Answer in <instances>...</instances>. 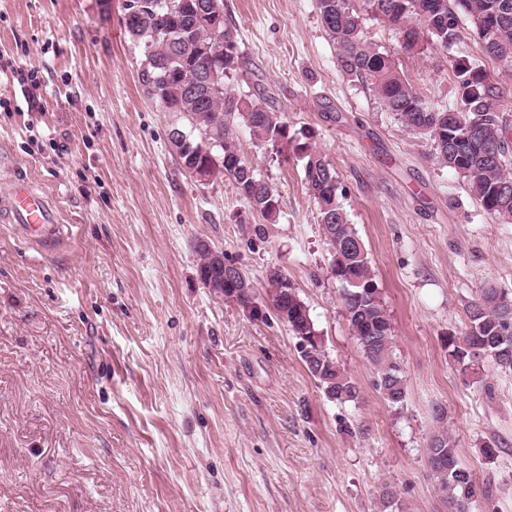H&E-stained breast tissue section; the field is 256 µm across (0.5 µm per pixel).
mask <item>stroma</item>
I'll use <instances>...</instances> for the list:
<instances>
[{"mask_svg": "<svg viewBox=\"0 0 512 512\" xmlns=\"http://www.w3.org/2000/svg\"><path fill=\"white\" fill-rule=\"evenodd\" d=\"M123 6L0 0V193L29 180L64 235L46 253L0 216V512H380L385 484L403 512H443L425 462L441 425L481 488L470 512H512V373L488 359L462 373L444 345L482 288L512 293V224L338 70L316 0H224L250 67L229 89L260 93L336 169L406 379L390 406L349 329L302 161L237 131L279 197L273 224L230 181L190 177L168 140L184 120L145 94ZM362 17L432 106L459 108L451 63L466 57L501 85L512 125V76L466 14L457 43L414 57ZM200 239L252 281L259 314L203 287ZM271 267L357 403L327 400L307 371L265 304Z\"/></svg>", "mask_w": 512, "mask_h": 512, "instance_id": "obj_1", "label": "stroma"}]
</instances>
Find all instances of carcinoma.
<instances>
[{"mask_svg":"<svg viewBox=\"0 0 512 512\" xmlns=\"http://www.w3.org/2000/svg\"><path fill=\"white\" fill-rule=\"evenodd\" d=\"M149 9L136 26L125 27L128 35L143 46L140 83L145 93L171 112H178L198 134L186 133L192 146L203 140L214 142L211 157L182 151L170 142L177 158L186 163L183 170L202 164L211 179L228 178L252 210L272 223L280 215L279 198L272 186L241 155L235 143L236 127L243 126L251 139L280 154L290 148L304 161V180L317 209L320 224L333 258L332 274L345 284L342 295L346 319L353 337L373 367L375 385L391 406H401L407 398L406 380L393 356L392 326L375 282L370 261L355 226L348 222L339 202L338 176L331 163L312 150L309 143L290 133L283 113L267 103L244 99L231 92L226 82L242 72L237 52L236 28L223 24L224 41L234 54L224 55V78L220 88H210L192 96L185 92L175 63L162 61L181 52V67L195 70L219 63L192 55V49L211 40L210 30L194 21L191 9L181 16L169 11L166 0H144ZM377 19L402 34V51L409 56L428 46L446 48L459 37L457 11L472 17L484 14L494 22L477 32L484 52L512 71V0H363ZM321 23L336 43V62L341 73L369 87L386 111L396 114L405 126L429 137L437 162L465 177L481 206L507 223H512V168L508 167L512 128L503 117V92L498 82L478 66L453 61L461 95L457 109L438 110L425 101L390 55L368 42L361 14L354 0H316ZM178 25L182 44L177 48L165 40L163 31ZM197 271L210 273L207 288L236 291L240 303L252 300L250 279L239 274V283H223L222 272L214 269L208 257L199 254ZM271 308L288 316V330L298 340L299 353L307 371L332 402L345 404L359 399L356 382L324 348L309 309L293 289L283 298L276 275L266 277ZM469 324L461 334L445 338L448 354L465 373L488 357L504 371H512V295L497 288L483 289L469 305ZM426 463L435 479L445 512H470L477 496L470 473L460 465L448 429L440 426L429 437ZM381 512H401L396 492L388 485L379 491Z\"/></svg>","mask_w":512,"mask_h":512,"instance_id":"cac0c4a2","label":"carcinoma"}]
</instances>
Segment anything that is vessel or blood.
Listing matches in <instances>:
<instances>
[{"label": "vessel or blood", "mask_w": 512, "mask_h": 512, "mask_svg": "<svg viewBox=\"0 0 512 512\" xmlns=\"http://www.w3.org/2000/svg\"><path fill=\"white\" fill-rule=\"evenodd\" d=\"M0 209L11 223L34 233L44 246L54 245L58 239L59 219L48 198L24 183L12 185L0 194Z\"/></svg>", "instance_id": "1"}]
</instances>
